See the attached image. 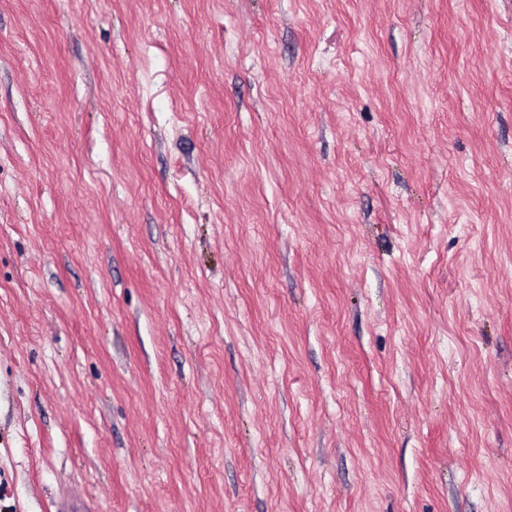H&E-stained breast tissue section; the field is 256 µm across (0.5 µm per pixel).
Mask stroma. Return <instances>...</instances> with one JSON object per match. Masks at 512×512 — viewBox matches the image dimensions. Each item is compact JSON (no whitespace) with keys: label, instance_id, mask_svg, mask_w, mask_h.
<instances>
[{"label":"stroma","instance_id":"obj_1","mask_svg":"<svg viewBox=\"0 0 512 512\" xmlns=\"http://www.w3.org/2000/svg\"><path fill=\"white\" fill-rule=\"evenodd\" d=\"M512 512V0H0V512Z\"/></svg>","mask_w":512,"mask_h":512}]
</instances>
